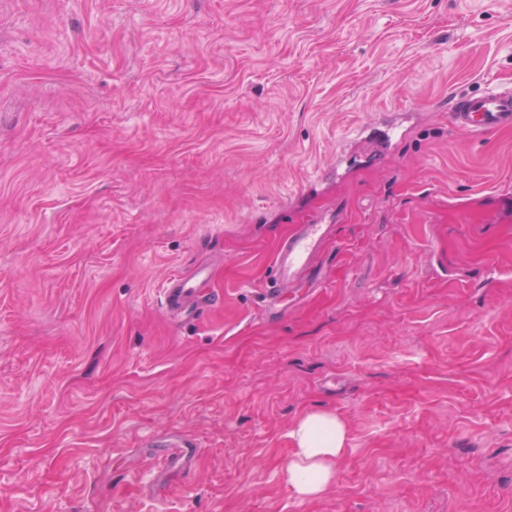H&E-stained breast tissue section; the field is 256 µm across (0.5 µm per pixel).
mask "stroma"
Wrapping results in <instances>:
<instances>
[{"instance_id":"1","label":"stroma","mask_w":512,"mask_h":512,"mask_svg":"<svg viewBox=\"0 0 512 512\" xmlns=\"http://www.w3.org/2000/svg\"><path fill=\"white\" fill-rule=\"evenodd\" d=\"M489 84L512 0H0V512H512V129L448 119ZM322 215H313L295 234L285 239L274 258V274L264 288L265 298L275 302L283 288L291 284L311 264L322 249L327 227L333 223ZM196 288H187V282L182 279H172L164 289V301L168 307L179 308L186 304L188 299L200 297ZM347 425L336 414L311 412L300 417L288 437L292 452L285 480L299 498L320 495L336 478V464L344 456Z\"/></svg>"}]
</instances>
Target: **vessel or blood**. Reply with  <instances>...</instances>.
Instances as JSON below:
<instances>
[{
  "label": "vessel or blood",
  "instance_id": "vessel-or-blood-1",
  "mask_svg": "<svg viewBox=\"0 0 512 512\" xmlns=\"http://www.w3.org/2000/svg\"><path fill=\"white\" fill-rule=\"evenodd\" d=\"M448 110L453 127L475 135L510 128L512 90L493 87L479 93L457 95L449 101ZM328 225L327 217L311 216L281 243L274 258V274L264 289L267 300H276L283 288L309 267L323 246ZM195 295V289L189 288L184 280L174 279L164 290V301L168 307L179 308Z\"/></svg>",
  "mask_w": 512,
  "mask_h": 512
}]
</instances>
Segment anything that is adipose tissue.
<instances>
[{
    "label": "adipose tissue",
    "instance_id": "1",
    "mask_svg": "<svg viewBox=\"0 0 512 512\" xmlns=\"http://www.w3.org/2000/svg\"><path fill=\"white\" fill-rule=\"evenodd\" d=\"M348 429L332 413L311 412L300 417L288 437L292 452L285 480L299 498L320 495L336 478V464L346 452Z\"/></svg>",
    "mask_w": 512,
    "mask_h": 512
}]
</instances>
